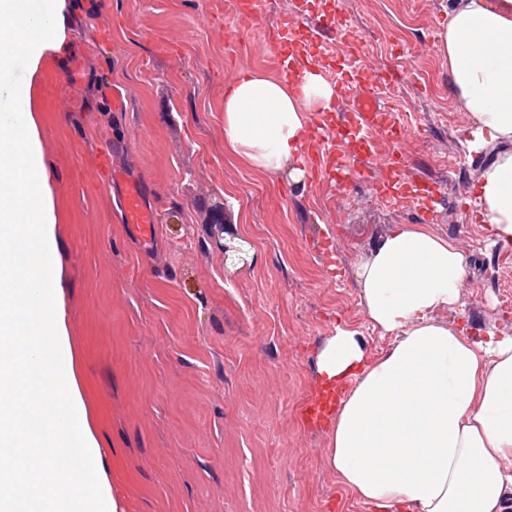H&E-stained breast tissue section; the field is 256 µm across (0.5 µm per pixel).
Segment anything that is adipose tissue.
<instances>
[{
  "instance_id": "adipose-tissue-1",
  "label": "adipose tissue",
  "mask_w": 512,
  "mask_h": 512,
  "mask_svg": "<svg viewBox=\"0 0 512 512\" xmlns=\"http://www.w3.org/2000/svg\"><path fill=\"white\" fill-rule=\"evenodd\" d=\"M439 49L473 124L472 148L512 139V0H450ZM336 90L315 71L276 81L240 71L224 87V144L275 173L298 158L308 112ZM477 205L512 242V152L481 175ZM364 311L394 337L369 358L337 328L317 356L325 386L347 384L324 450L339 483L375 512H512V335L443 319L463 308L466 256L423 224L394 225L356 269Z\"/></svg>"
}]
</instances>
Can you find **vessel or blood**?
<instances>
[{
    "label": "vessel or blood",
    "instance_id": "vessel-or-blood-1",
    "mask_svg": "<svg viewBox=\"0 0 512 512\" xmlns=\"http://www.w3.org/2000/svg\"><path fill=\"white\" fill-rule=\"evenodd\" d=\"M317 39L332 41L344 46L350 56H358L362 41L351 30L335 26L331 21L318 20L312 27ZM373 74L361 69L340 74L336 78V98L347 107L348 121L361 141V154H371L374 148L373 133L394 138L398 130L375 90ZM308 155L326 160L328 167L336 169L341 177H348L352 170L351 159L336 147L329 123L326 119L314 120L306 133ZM100 167L105 183L119 187V201L122 214L131 231L140 238H150L156 222V215L146 199L141 180L133 178L113 167L109 156H101ZM408 176L404 156L391 151L386 167L377 184L381 197H397L402 181ZM336 392L318 390L305 399L300 415L311 426L325 424L336 407Z\"/></svg>",
    "mask_w": 512,
    "mask_h": 512
}]
</instances>
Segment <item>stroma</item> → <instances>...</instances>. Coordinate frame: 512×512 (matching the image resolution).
<instances>
[{"label": "stroma", "mask_w": 512, "mask_h": 512, "mask_svg": "<svg viewBox=\"0 0 512 512\" xmlns=\"http://www.w3.org/2000/svg\"><path fill=\"white\" fill-rule=\"evenodd\" d=\"M261 7L259 27L233 0H64L56 48L23 74L54 217L63 341L120 512H372L326 465V428L299 413L337 327L359 331L370 357L391 346L364 313L355 269L391 226L417 217L409 201L376 196L384 140L367 171L342 183L306 157L297 183L291 167L270 174L225 147L224 87L243 67L281 78L285 56L264 30L288 11L367 35L366 68L388 64L383 101L407 130L409 173L442 188L428 227L467 257L455 319L512 334L497 282L512 253L463 210L512 139L469 149L471 121L437 49L448 0ZM228 27L240 30L229 42ZM288 48L321 75L342 68V50L310 46L304 27ZM112 87L125 110L105 97ZM103 153L144 181L151 241L123 223L119 190L96 163Z\"/></svg>", "instance_id": "obj_1"}]
</instances>
